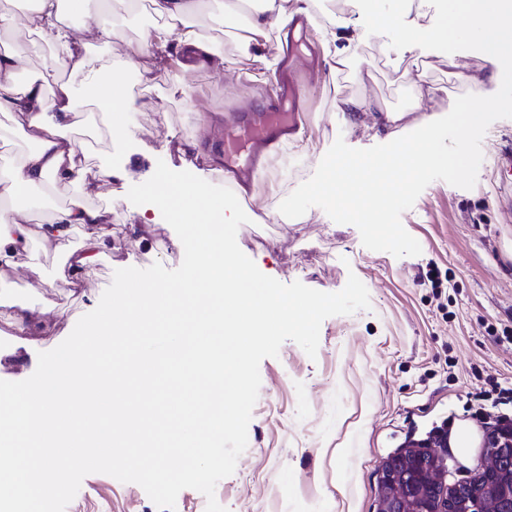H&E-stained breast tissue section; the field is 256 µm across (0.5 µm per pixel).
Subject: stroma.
Segmentation results:
<instances>
[{"label": "stroma", "mask_w": 512, "mask_h": 512, "mask_svg": "<svg viewBox=\"0 0 512 512\" xmlns=\"http://www.w3.org/2000/svg\"><path fill=\"white\" fill-rule=\"evenodd\" d=\"M448 8V0H314L315 43L321 28L337 18L361 26L380 16L385 23L340 71L299 59L311 112L300 132L278 145L270 169L249 189L234 187L235 195L250 199L244 207L249 221L240 226L237 243L262 273L285 284L298 281L333 293L356 275L371 307L325 319L316 358L288 340L278 357L261 361L247 448L234 473L215 488L226 512H377L378 468L398 448L462 421L480 434L497 421H512V402L497 400L498 389L512 387V191L502 197V208L493 205L501 187L497 152L512 142V119L489 126L473 188L434 181L403 212L401 222L420 243V255L398 258L367 249L356 227L334 222L318 207L298 218L279 213L283 199L311 177L336 138L358 149L382 144L370 120L345 121L342 100L367 95L382 109L402 112L391 127L399 136L449 113L464 89L448 71V55L480 67L479 40L452 35L427 42L414 55L403 38L412 25L437 24ZM104 19L123 35L92 46V65L130 55L141 62L127 78L136 111L128 113L120 133L89 146L91 168L114 170L91 200L111 207L112 222L99 260L81 280H72L42 226L53 207L77 190L33 192V245L13 266H0V380L31 376L39 352L59 345L95 309L116 269L181 265L184 254L173 228L156 206L133 205L129 188L147 181L158 162L182 170L180 143L198 145L211 157L197 166L196 176L226 185L224 155L213 146L220 125L280 91L281 71L272 62L281 56L282 31H270L258 47L241 53L239 28L221 30L211 0H203L189 23L222 37L221 69L183 68L175 44L163 57L147 48L139 15L123 0H112ZM1 49L18 57L22 79L55 65L50 50H35L5 32ZM422 80L435 86V94L419 97ZM433 268L443 276L437 288L428 279ZM18 303L46 308L35 332L13 325ZM66 512L160 510L139 485L93 473Z\"/></svg>", "instance_id": "35a3bbf8"}]
</instances>
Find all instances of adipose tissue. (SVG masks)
Segmentation results:
<instances>
[{
    "label": "adipose tissue",
    "instance_id": "adipose-tissue-1",
    "mask_svg": "<svg viewBox=\"0 0 512 512\" xmlns=\"http://www.w3.org/2000/svg\"><path fill=\"white\" fill-rule=\"evenodd\" d=\"M197 0H149L156 23L147 32L152 47L162 51L177 42L184 67L212 62L223 66L224 52L220 41L189 25L197 10ZM455 8L466 14L464 28L483 47L486 68L475 74L449 55L448 67L461 85L472 87L487 82L496 84L512 76V0H454ZM312 0H294L293 9H285L281 0H254L247 19V38L243 48H250L276 28H286L294 16L309 14ZM81 16L87 38H75L71 31L72 15ZM0 30L20 36L33 35L56 49L59 60L84 74V94L75 99L69 83L60 81L53 93H46L40 78L24 81L15 77L16 56L0 53V112L10 118L13 132L30 143V150L18 162L0 173V265L12 264L15 256L27 250L31 241V211L17 206L22 190L51 189L57 185H75L80 189L66 205L54 210L45 235L56 243L71 274L86 272L94 263L104 241L103 228L111 223L112 211L90 205L101 181L110 179L111 169L89 172L84 146L72 135L78 103L93 107L98 129L111 133L120 113L135 110L125 83L109 68L95 69L88 63L93 43H108L117 38L115 28L101 24L85 0H32L30 9L17 13L0 11ZM378 30L377 24L348 27L343 22L331 24L323 31L327 48L325 61L330 71L348 64L359 45ZM86 230L82 244L70 247L67 238L73 227Z\"/></svg>",
    "mask_w": 512,
    "mask_h": 512
}]
</instances>
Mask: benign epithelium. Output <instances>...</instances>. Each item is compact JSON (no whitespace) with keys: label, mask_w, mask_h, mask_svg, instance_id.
I'll use <instances>...</instances> for the list:
<instances>
[{"label":"benign epithelium","mask_w":512,"mask_h":512,"mask_svg":"<svg viewBox=\"0 0 512 512\" xmlns=\"http://www.w3.org/2000/svg\"><path fill=\"white\" fill-rule=\"evenodd\" d=\"M444 441H411L385 458L378 470V512H448L447 471L428 463L433 448ZM512 459V430L503 427L484 440L477 472L486 487L469 500L461 512H501V503L512 500V473L499 466Z\"/></svg>","instance_id":"1"}]
</instances>
